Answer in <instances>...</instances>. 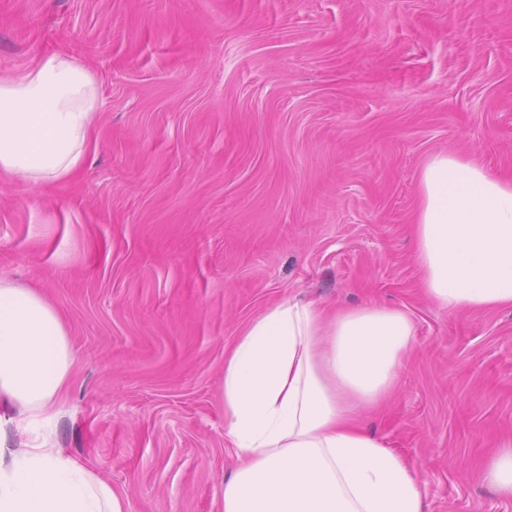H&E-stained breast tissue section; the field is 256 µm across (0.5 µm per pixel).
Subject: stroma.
<instances>
[{"label":"stroma","mask_w":512,"mask_h":512,"mask_svg":"<svg viewBox=\"0 0 512 512\" xmlns=\"http://www.w3.org/2000/svg\"><path fill=\"white\" fill-rule=\"evenodd\" d=\"M61 49L101 83L73 178L0 179V276L74 354L50 431L130 512H221L224 355L269 306L397 307L416 342L364 427L426 512H512V308L418 287L411 224L440 150L512 176V0H0V73ZM498 453L488 463L485 480L505 497H512V436L497 445Z\"/></svg>","instance_id":"35a3bbf8"}]
</instances>
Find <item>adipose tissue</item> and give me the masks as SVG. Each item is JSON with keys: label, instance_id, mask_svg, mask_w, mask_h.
<instances>
[{"label": "adipose tissue", "instance_id": "obj_1", "mask_svg": "<svg viewBox=\"0 0 512 512\" xmlns=\"http://www.w3.org/2000/svg\"><path fill=\"white\" fill-rule=\"evenodd\" d=\"M100 85L63 51L0 74V177L63 181L91 144ZM414 259L449 311L512 308V179L451 151L423 164ZM416 341L411 316L375 303L335 313L285 300L252 320L224 358V435L238 465L222 512H425L420 478L352 417L395 388ZM73 364L57 309L0 277V512H129L81 460L36 432L56 416ZM22 432L11 443V431Z\"/></svg>", "mask_w": 512, "mask_h": 512}]
</instances>
